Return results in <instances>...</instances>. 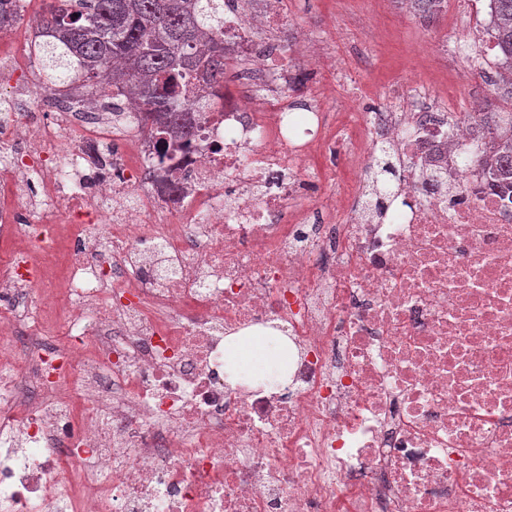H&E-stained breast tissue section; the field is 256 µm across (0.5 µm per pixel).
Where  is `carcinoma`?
I'll return each mask as SVG.
<instances>
[{
	"mask_svg": "<svg viewBox=\"0 0 512 512\" xmlns=\"http://www.w3.org/2000/svg\"><path fill=\"white\" fill-rule=\"evenodd\" d=\"M487 2L490 49L497 67L512 74V0ZM445 0H412L415 12L437 15ZM24 0H0V30L21 20ZM37 45L46 89L78 69L114 96L129 95L140 130L160 157L194 133L191 93L198 78L215 94L224 89V0H50ZM491 148L474 163L501 188L512 187V120L502 112L469 116Z\"/></svg>",
	"mask_w": 512,
	"mask_h": 512,
	"instance_id": "1",
	"label": "carcinoma"
}]
</instances>
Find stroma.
<instances>
[{
	"label": "stroma",
	"mask_w": 512,
	"mask_h": 512,
	"mask_svg": "<svg viewBox=\"0 0 512 512\" xmlns=\"http://www.w3.org/2000/svg\"><path fill=\"white\" fill-rule=\"evenodd\" d=\"M45 8L44 0H26L22 20L0 38V54L24 56ZM283 9L287 23L276 33L279 41L305 39L333 52L341 63L335 72L302 75L294 87L299 96L311 85L327 87L321 105L336 123L346 121L352 98L370 112L402 100L416 86L457 113L470 111L476 98L485 112L497 111L511 98V88L497 76L480 74L452 52L456 40L470 38L478 52L488 53L483 0H471L461 17H425L399 0H284Z\"/></svg>",
	"instance_id": "stroma-1"
}]
</instances>
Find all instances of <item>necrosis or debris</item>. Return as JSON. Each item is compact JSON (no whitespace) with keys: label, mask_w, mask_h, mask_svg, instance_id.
I'll return each instance as SVG.
<instances>
[{"label":"necrosis or debris","mask_w":512,"mask_h":512,"mask_svg":"<svg viewBox=\"0 0 512 512\" xmlns=\"http://www.w3.org/2000/svg\"><path fill=\"white\" fill-rule=\"evenodd\" d=\"M282 21L226 0L231 59L271 85L165 161L131 103L0 61V512H512V193L444 112L336 126L312 89L296 122L289 49L258 40ZM385 148L399 181L368 205L308 166L362 178ZM31 190L65 229L26 223ZM261 328L287 382H229L226 335Z\"/></svg>","instance_id":"necrosis-or-debris-1"}]
</instances>
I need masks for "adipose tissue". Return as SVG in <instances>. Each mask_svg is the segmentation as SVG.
<instances>
[{"instance_id":"adipose-tissue-1","label":"adipose tissue","mask_w":512,"mask_h":512,"mask_svg":"<svg viewBox=\"0 0 512 512\" xmlns=\"http://www.w3.org/2000/svg\"><path fill=\"white\" fill-rule=\"evenodd\" d=\"M288 367L287 347H272L267 337L237 333L224 340V369L231 379L254 381L284 379Z\"/></svg>"}]
</instances>
